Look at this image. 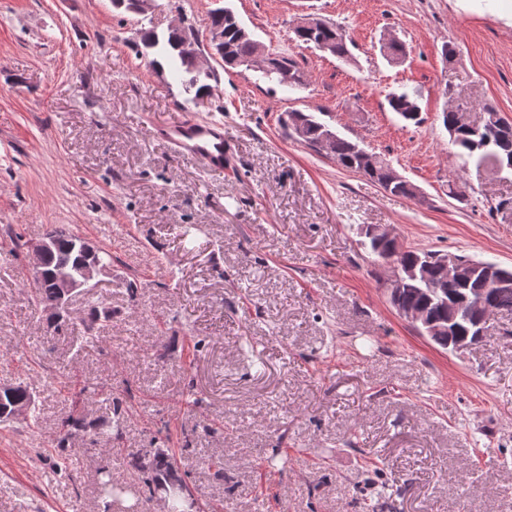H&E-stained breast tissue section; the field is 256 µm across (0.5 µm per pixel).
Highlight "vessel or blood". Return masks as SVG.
<instances>
[{
    "instance_id": "b4317fda",
    "label": "vessel or blood",
    "mask_w": 512,
    "mask_h": 512,
    "mask_svg": "<svg viewBox=\"0 0 512 512\" xmlns=\"http://www.w3.org/2000/svg\"><path fill=\"white\" fill-rule=\"evenodd\" d=\"M151 134L176 154L200 161L212 174L223 175L236 165V156L224 136L223 122L189 117L153 126Z\"/></svg>"
}]
</instances>
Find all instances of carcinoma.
<instances>
[{"label": "carcinoma", "instance_id": "carcinoma-1", "mask_svg": "<svg viewBox=\"0 0 512 512\" xmlns=\"http://www.w3.org/2000/svg\"><path fill=\"white\" fill-rule=\"evenodd\" d=\"M209 28H219L224 39L216 45L222 50L224 65L244 66L253 59L256 52V40L241 25L235 14L229 10L224 13H211ZM343 27L333 21L324 19L322 24L295 32L296 39L316 47L327 48L339 59L351 57L348 44L351 40L342 39ZM141 42L147 49L156 50L157 58L152 66L159 71H168L173 79L179 81L188 94L186 101L196 102L210 88L209 81L215 75L200 70L192 57L180 48L181 35L170 29L163 37L154 30L142 32ZM285 69L299 71L297 64L290 58L268 53V63L259 65V71L269 81L296 88L302 85V79L293 82L283 79L281 72ZM388 106L407 122H418L420 108L416 99L407 92L394 94L388 98ZM443 124L448 130L452 143L460 149L459 155L475 161L477 166H495L497 162L512 165V122L503 117L491 105L483 106L481 128L496 131V137L490 143L477 132L475 127L459 125L456 110L443 112ZM289 133L305 143L316 152L323 151V143L331 142L328 155L343 169L359 173L380 185L392 195L411 197L413 186L405 179L394 180L390 173V164L383 158L371 166L365 150L359 144L349 141L333 132L329 126L316 115L300 111L290 112L284 120ZM80 235L70 231L60 232L57 247L43 259V277L41 284L33 289L34 302L46 309L51 307L55 294L54 277L62 269L72 275L79 274L83 263V254L75 247V240ZM437 253L406 249L400 258L403 283L390 291V303L397 310L416 309L420 311L427 323L433 325L431 342L438 347L455 351L458 339L474 330L475 322L486 320L485 308L475 305L478 297H485L493 311L512 313V288H498L487 282L482 275H476L464 284L442 287L443 275L440 265L434 260ZM16 404L27 406L26 419L36 418L33 390L24 384L10 386L0 396V408L13 409ZM98 429V424L85 421L84 415L70 416L62 423L57 437L56 447L59 454H64L70 443L71 430L79 428ZM132 467L138 479L147 488L149 499H154L158 489L166 488L164 502L167 512H182V497L179 490L187 488L186 480L177 472L174 454L167 448H157L149 458L136 457ZM97 492L107 506L124 512V503L128 488L112 481V475L106 469L99 471Z\"/></svg>", "mask_w": 512, "mask_h": 512}]
</instances>
